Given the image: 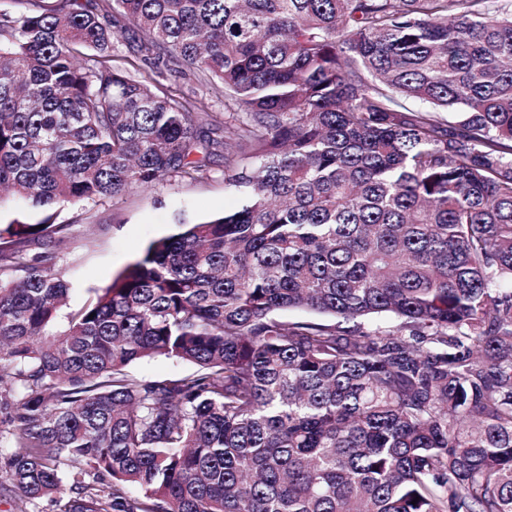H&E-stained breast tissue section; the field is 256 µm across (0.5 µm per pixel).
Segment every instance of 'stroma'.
Listing matches in <instances>:
<instances>
[{"mask_svg":"<svg viewBox=\"0 0 512 512\" xmlns=\"http://www.w3.org/2000/svg\"><path fill=\"white\" fill-rule=\"evenodd\" d=\"M112 63L180 101L198 102L219 113L232 107L217 83L167 54L133 59L124 34L112 40ZM238 206L237 197L224 186V156L219 153L198 176H168L149 190L64 205L53 217L54 223L64 225V232L52 242H29L27 249L51 257L70 285L69 306L76 309L110 284L149 242L175 233L180 223Z\"/></svg>","mask_w":512,"mask_h":512,"instance_id":"1","label":"stroma"}]
</instances>
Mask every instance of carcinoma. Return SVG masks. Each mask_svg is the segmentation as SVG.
I'll return each mask as SVG.
<instances>
[{
  "mask_svg": "<svg viewBox=\"0 0 512 512\" xmlns=\"http://www.w3.org/2000/svg\"><path fill=\"white\" fill-rule=\"evenodd\" d=\"M17 2L0 189L49 212L200 174L222 149L243 194L151 242L62 328L69 284L26 246L65 225L0 226V435L24 501L512 512V4ZM117 26L237 112L113 67ZM158 357L195 370L129 371Z\"/></svg>",
  "mask_w": 512,
  "mask_h": 512,
  "instance_id": "cac0c4a2",
  "label": "carcinoma"
}]
</instances>
